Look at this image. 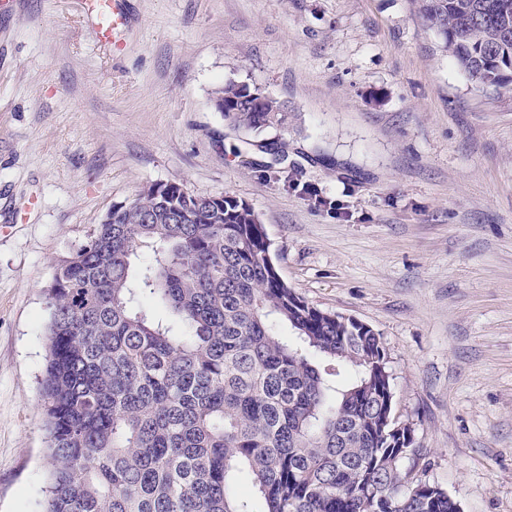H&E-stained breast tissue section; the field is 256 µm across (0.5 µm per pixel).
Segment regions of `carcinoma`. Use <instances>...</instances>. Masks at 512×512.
Returning <instances> with one entry per match:
<instances>
[{
    "mask_svg": "<svg viewBox=\"0 0 512 512\" xmlns=\"http://www.w3.org/2000/svg\"><path fill=\"white\" fill-rule=\"evenodd\" d=\"M413 2L475 83L512 85V0ZM215 98L247 137L292 117L246 84ZM268 253L247 202L153 183L57 264L42 512H254L243 476L263 512H459L408 479L380 336L303 300Z\"/></svg>",
    "mask_w": 512,
    "mask_h": 512,
    "instance_id": "1",
    "label": "carcinoma"
}]
</instances>
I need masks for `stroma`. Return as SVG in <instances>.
Returning <instances> with one entry per match:
<instances>
[{
  "instance_id": "obj_1",
  "label": "stroma",
  "mask_w": 512,
  "mask_h": 512,
  "mask_svg": "<svg viewBox=\"0 0 512 512\" xmlns=\"http://www.w3.org/2000/svg\"><path fill=\"white\" fill-rule=\"evenodd\" d=\"M127 5L118 49L80 0L0 10V512L41 510L55 266L156 182L249 203L288 287L382 337L413 477L512 512V87L413 0ZM229 81L288 102L287 159L215 111Z\"/></svg>"
}]
</instances>
